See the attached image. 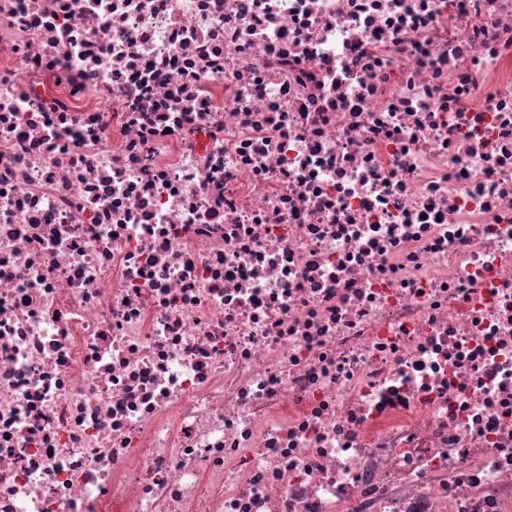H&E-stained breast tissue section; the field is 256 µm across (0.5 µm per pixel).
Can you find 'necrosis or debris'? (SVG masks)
<instances>
[{"instance_id":"necrosis-or-debris-1","label":"necrosis or debris","mask_w":512,"mask_h":512,"mask_svg":"<svg viewBox=\"0 0 512 512\" xmlns=\"http://www.w3.org/2000/svg\"><path fill=\"white\" fill-rule=\"evenodd\" d=\"M0 512H512V0H0Z\"/></svg>"}]
</instances>
